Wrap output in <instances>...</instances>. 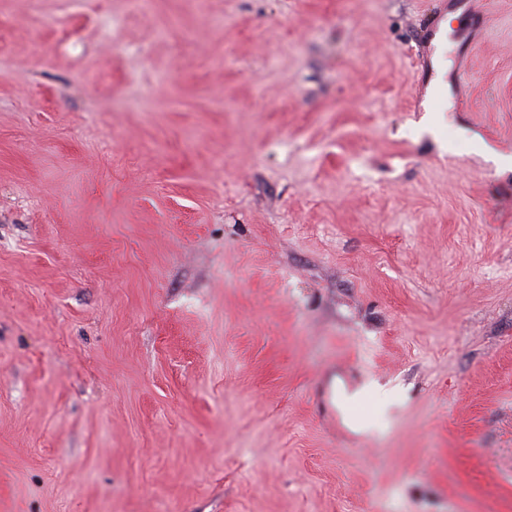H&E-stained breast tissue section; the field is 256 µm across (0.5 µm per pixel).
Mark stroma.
<instances>
[{"label":"stroma","mask_w":512,"mask_h":512,"mask_svg":"<svg viewBox=\"0 0 512 512\" xmlns=\"http://www.w3.org/2000/svg\"><path fill=\"white\" fill-rule=\"evenodd\" d=\"M0 0V512H512V0Z\"/></svg>","instance_id":"stroma-1"}]
</instances>
